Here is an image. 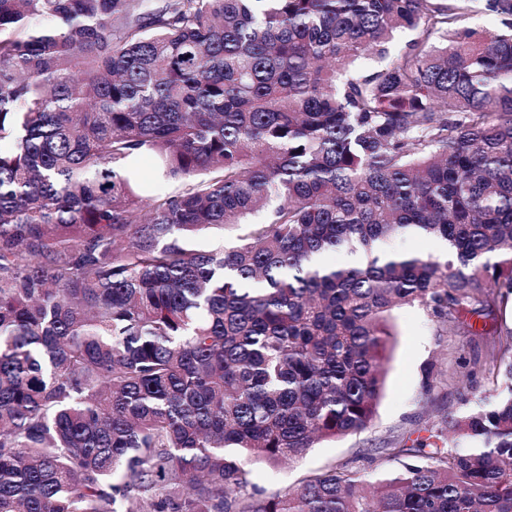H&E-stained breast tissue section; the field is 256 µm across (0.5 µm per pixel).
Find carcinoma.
<instances>
[{
    "instance_id": "obj_1",
    "label": "carcinoma",
    "mask_w": 512,
    "mask_h": 512,
    "mask_svg": "<svg viewBox=\"0 0 512 512\" xmlns=\"http://www.w3.org/2000/svg\"><path fill=\"white\" fill-rule=\"evenodd\" d=\"M510 304L512 0H0V512H512ZM402 305L489 393L252 485L368 427Z\"/></svg>"
}]
</instances>
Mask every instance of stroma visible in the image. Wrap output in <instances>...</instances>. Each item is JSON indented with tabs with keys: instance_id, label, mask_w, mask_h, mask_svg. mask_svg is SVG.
I'll return each instance as SVG.
<instances>
[{
	"instance_id": "stroma-1",
	"label": "stroma",
	"mask_w": 512,
	"mask_h": 512,
	"mask_svg": "<svg viewBox=\"0 0 512 512\" xmlns=\"http://www.w3.org/2000/svg\"><path fill=\"white\" fill-rule=\"evenodd\" d=\"M392 324L385 384L370 426L360 434L322 442L290 465L246 461L252 484L270 494L333 468L356 469L374 478L388 475L396 470V462L372 458L371 449L386 447L457 408L456 376L466 372L472 348L463 345L461 337L437 330L416 305L396 309Z\"/></svg>"
}]
</instances>
